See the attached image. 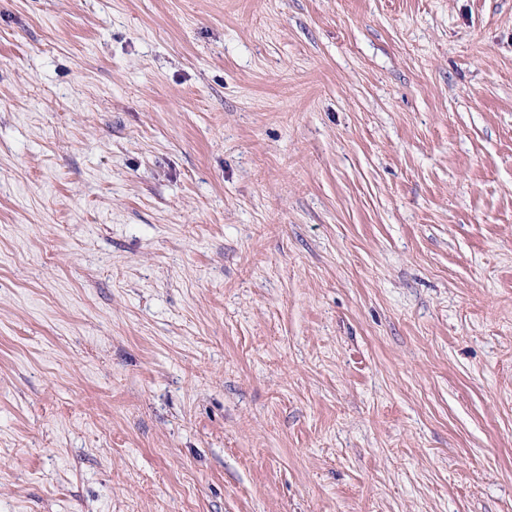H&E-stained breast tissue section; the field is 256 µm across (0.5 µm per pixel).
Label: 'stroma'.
Returning <instances> with one entry per match:
<instances>
[{
    "label": "stroma",
    "mask_w": 512,
    "mask_h": 512,
    "mask_svg": "<svg viewBox=\"0 0 512 512\" xmlns=\"http://www.w3.org/2000/svg\"><path fill=\"white\" fill-rule=\"evenodd\" d=\"M0 512H512V0H0Z\"/></svg>",
    "instance_id": "1"
}]
</instances>
